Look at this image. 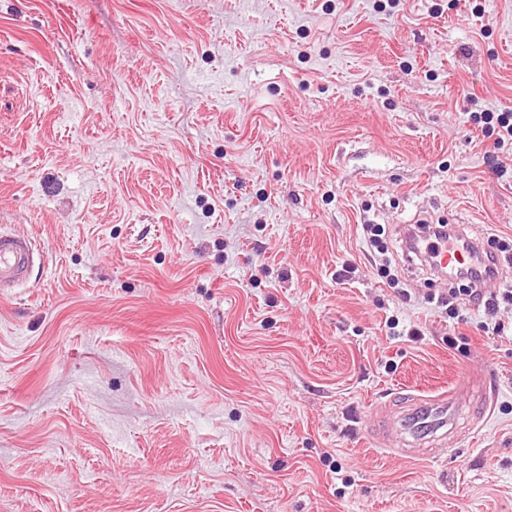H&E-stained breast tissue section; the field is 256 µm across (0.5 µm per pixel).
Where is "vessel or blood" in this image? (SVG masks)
Here are the masks:
<instances>
[{"label":"vessel or blood","instance_id":"1","mask_svg":"<svg viewBox=\"0 0 512 512\" xmlns=\"http://www.w3.org/2000/svg\"><path fill=\"white\" fill-rule=\"evenodd\" d=\"M455 245H431L427 233L408 231V250L416 254L432 253L437 271L452 280H468L476 287L488 288L498 281L492 257L469 237L462 226H455ZM39 255L38 246L28 233L0 232V288H13L26 280ZM463 401L455 391L437 398H407L391 425L392 441L398 454L409 458H434L439 444L458 429L457 414Z\"/></svg>","mask_w":512,"mask_h":512}]
</instances>
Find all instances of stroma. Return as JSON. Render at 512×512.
Instances as JSON below:
<instances>
[{"mask_svg":"<svg viewBox=\"0 0 512 512\" xmlns=\"http://www.w3.org/2000/svg\"><path fill=\"white\" fill-rule=\"evenodd\" d=\"M501 110L512 0H0V512H512V305L449 329L361 230L512 238ZM483 115V116H482ZM480 119L485 124H491L492 131L497 129V142L504 144L512 141V113L511 112H482ZM39 249L25 231L0 232V288H15L27 279ZM470 390L450 392L437 398H418L410 396L391 425L397 448H389L409 458H436L446 443L448 435L458 429L457 414L463 401V395ZM429 447V448H428Z\"/></svg>","mask_w":512,"mask_h":512,"instance_id":"35a3bbf8","label":"stroma"}]
</instances>
